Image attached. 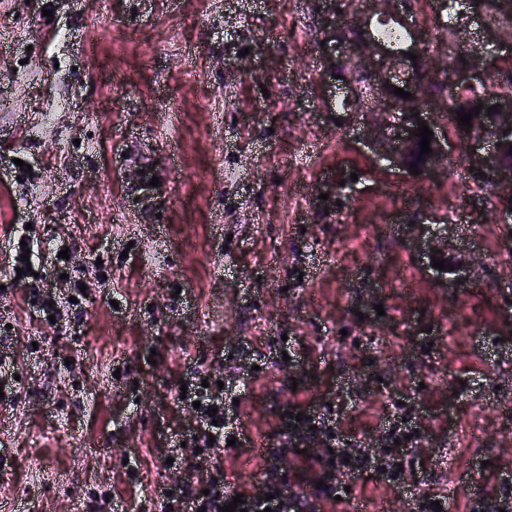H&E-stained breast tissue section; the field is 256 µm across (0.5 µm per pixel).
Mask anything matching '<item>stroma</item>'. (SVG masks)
I'll list each match as a JSON object with an SVG mask.
<instances>
[{
    "instance_id": "stroma-1",
    "label": "stroma",
    "mask_w": 512,
    "mask_h": 512,
    "mask_svg": "<svg viewBox=\"0 0 512 512\" xmlns=\"http://www.w3.org/2000/svg\"><path fill=\"white\" fill-rule=\"evenodd\" d=\"M319 5L0 0V226L31 224L71 272L42 275L53 324L0 289L10 512H94L110 491L159 512L155 488L187 460L260 492L261 460L198 455L174 399L194 370L260 444L296 399L355 457L416 432L398 484L336 466V487L385 512L436 492L470 512L465 474L512 499V217L484 208L455 228L450 263L487 259L441 286L425 227L469 184L383 171L337 125L317 94ZM133 168L159 179L149 206ZM314 446L274 469L310 508Z\"/></svg>"
}]
</instances>
